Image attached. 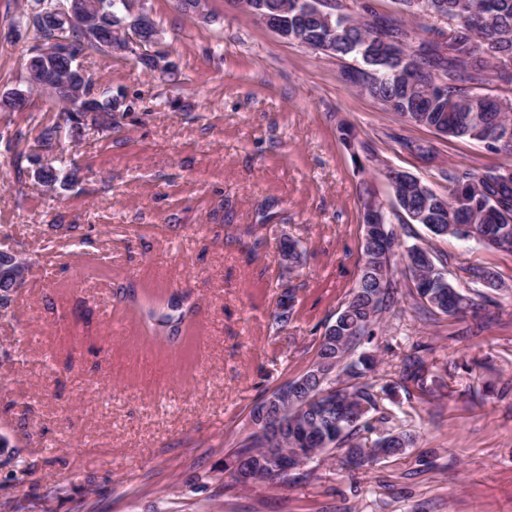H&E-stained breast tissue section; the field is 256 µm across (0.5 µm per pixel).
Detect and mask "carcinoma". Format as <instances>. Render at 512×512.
I'll return each instance as SVG.
<instances>
[{
  "mask_svg": "<svg viewBox=\"0 0 512 512\" xmlns=\"http://www.w3.org/2000/svg\"><path fill=\"white\" fill-rule=\"evenodd\" d=\"M93 31L87 35L74 28L66 33L72 47V63L87 51L109 54L105 39L114 38L117 28L130 18L129 0H90ZM411 18L443 17L458 29L454 42L443 47L421 31L377 13L364 3L360 12H344L340 0L330 4L331 23L336 28L333 56L361 59L368 70L361 72L366 94L400 115L406 122L462 137L491 151L512 150V99H501L481 92V86L493 78L512 84V68L500 63L512 62V0H398ZM288 26L306 36L325 32L324 25L304 9L288 13ZM61 122L49 128L43 138L64 135L73 142L82 137L76 118L60 113ZM410 153L427 159L433 147L425 142L403 140ZM502 169L476 170L451 167L444 172L448 194H440L422 180L400 184L394 198L397 210L412 224L423 225L435 237L452 236L474 240L487 247L512 252V182L499 179ZM386 245L379 246V260L370 276H379L386 287L375 288L359 275L351 296L336 314L334 339L320 338L315 359L306 372L288 382V386L259 402L251 412L254 430L228 455L230 464L240 463L242 482L233 479L223 485L227 491L245 488L257 481H270L269 449L293 451L307 448L312 456L344 451L343 459L359 465L358 457L369 462L393 458L405 453L414 443V435L402 427H385L391 413L383 396L393 391L396 382H382L376 375V359L362 358V348L376 336L383 315L395 309L398 299L392 280L397 263L418 261L410 274L415 301L423 311L448 317L463 315L487 300L481 292L471 296L448 281L444 264L430 247L402 243L393 229H387ZM474 285L491 290L506 287L493 271L481 266L461 268ZM135 310L152 334L165 333L174 340L183 329L190 310L180 300L167 299L166 308L145 305L133 298ZM424 345L417 343L403 353L400 380L422 393L443 386L441 377L429 376ZM280 413L287 421L281 434L269 436L262 422L267 410ZM377 434L373 445L365 446L369 435Z\"/></svg>",
  "mask_w": 512,
  "mask_h": 512,
  "instance_id": "carcinoma-1",
  "label": "carcinoma"
}]
</instances>
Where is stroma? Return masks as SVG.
<instances>
[{
    "label": "stroma",
    "mask_w": 512,
    "mask_h": 512,
    "mask_svg": "<svg viewBox=\"0 0 512 512\" xmlns=\"http://www.w3.org/2000/svg\"><path fill=\"white\" fill-rule=\"evenodd\" d=\"M30 2L0 0V97L25 86L34 32L11 30ZM131 11L154 19L149 52L165 69H145L138 46L79 57L123 106L111 131L65 144L75 182L48 192L34 178L59 105L35 93L0 111V251L33 261L0 312V434L32 472L0 475V512L23 497L33 512H512V253L397 217L401 240L431 246L458 288L470 265L506 284L486 310L426 316L397 274L405 312L380 324L378 371L423 343L429 371L445 375L429 402L400 389L387 403L414 446L355 470L324 454L287 485L223 492L253 407L308 369L356 285L363 198L393 204L383 167L444 194L442 171L512 168V152L402 122L343 80L352 57L286 40L236 0H206L203 18L176 0H132ZM343 123L376 157L364 169ZM405 138L430 142L433 159ZM286 235L304 252L289 279ZM147 288L194 309L179 341L143 334L123 293ZM290 288L293 319L280 328L271 316Z\"/></svg>",
    "instance_id": "obj_1"
}]
</instances>
